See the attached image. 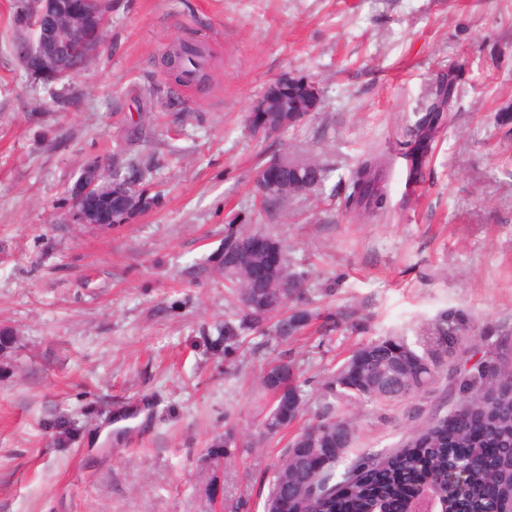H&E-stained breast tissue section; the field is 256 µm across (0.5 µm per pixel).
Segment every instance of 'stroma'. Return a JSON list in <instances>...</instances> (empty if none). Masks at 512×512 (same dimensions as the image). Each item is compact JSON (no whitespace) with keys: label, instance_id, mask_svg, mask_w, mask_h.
Listing matches in <instances>:
<instances>
[{"label":"stroma","instance_id":"stroma-1","mask_svg":"<svg viewBox=\"0 0 512 512\" xmlns=\"http://www.w3.org/2000/svg\"><path fill=\"white\" fill-rule=\"evenodd\" d=\"M0 0V512H263L283 439H266L260 376L295 363L303 420L321 384L358 346L416 344L447 309L475 332L424 395L352 412L353 453H384L421 417L465 399L454 380L481 364L512 372V0H112L100 55L60 110L19 66ZM207 43L209 98L181 89L161 58L171 41ZM284 75L316 83L317 112L259 138L251 103ZM461 90L425 179L406 185V130L434 84ZM394 156L388 211L357 219L345 179L372 142ZM148 165L156 203L102 229L69 221L71 189L93 158ZM288 153L328 170L321 191L258 210L259 160ZM285 245L306 274L314 318L232 368L203 327L228 308L211 258L224 226ZM357 310L350 329L340 315ZM234 427L251 453L208 457Z\"/></svg>","mask_w":512,"mask_h":512}]
</instances>
